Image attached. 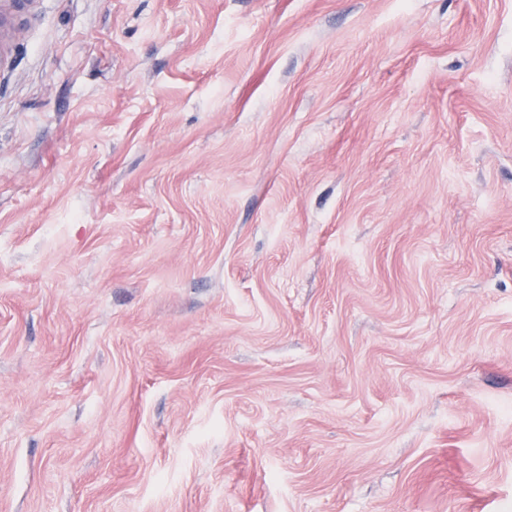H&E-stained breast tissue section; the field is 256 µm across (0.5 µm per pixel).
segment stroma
<instances>
[{
    "label": "stroma",
    "mask_w": 512,
    "mask_h": 512,
    "mask_svg": "<svg viewBox=\"0 0 512 512\" xmlns=\"http://www.w3.org/2000/svg\"><path fill=\"white\" fill-rule=\"evenodd\" d=\"M0 512H512V0H7Z\"/></svg>",
    "instance_id": "35a3bbf8"
}]
</instances>
